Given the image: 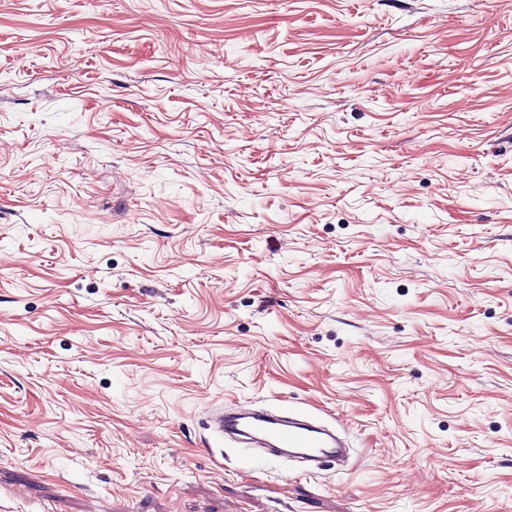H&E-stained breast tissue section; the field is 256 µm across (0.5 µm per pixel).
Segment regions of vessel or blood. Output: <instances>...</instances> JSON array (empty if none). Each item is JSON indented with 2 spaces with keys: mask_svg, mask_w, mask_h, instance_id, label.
<instances>
[{
  "mask_svg": "<svg viewBox=\"0 0 512 512\" xmlns=\"http://www.w3.org/2000/svg\"><path fill=\"white\" fill-rule=\"evenodd\" d=\"M210 430L219 437L267 449L275 456L296 457L307 462L335 465L347 441L330 424L304 412L270 410H215Z\"/></svg>",
  "mask_w": 512,
  "mask_h": 512,
  "instance_id": "vessel-or-blood-1",
  "label": "vessel or blood"
}]
</instances>
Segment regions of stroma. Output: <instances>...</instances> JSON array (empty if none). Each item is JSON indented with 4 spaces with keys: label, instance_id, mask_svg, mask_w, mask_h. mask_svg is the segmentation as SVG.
<instances>
[{
    "label": "stroma",
    "instance_id": "1",
    "mask_svg": "<svg viewBox=\"0 0 512 512\" xmlns=\"http://www.w3.org/2000/svg\"><path fill=\"white\" fill-rule=\"evenodd\" d=\"M0 512H512V0H0ZM209 429L218 437L267 448L275 456L300 458L334 466L349 448L330 424L306 413L270 410H215L209 417Z\"/></svg>",
    "mask_w": 512,
    "mask_h": 512
}]
</instances>
